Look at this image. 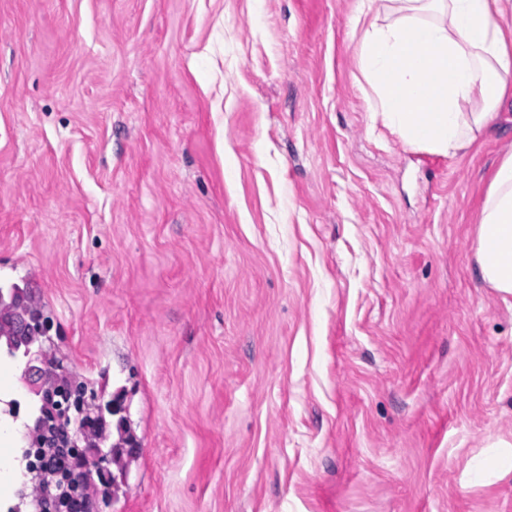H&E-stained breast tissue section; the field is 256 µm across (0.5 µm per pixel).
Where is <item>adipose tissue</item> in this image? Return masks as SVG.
<instances>
[{"label":"adipose tissue","instance_id":"adipose-tissue-1","mask_svg":"<svg viewBox=\"0 0 512 512\" xmlns=\"http://www.w3.org/2000/svg\"><path fill=\"white\" fill-rule=\"evenodd\" d=\"M385 13L360 51L372 117L413 150L457 156L512 94V12L503 0H388ZM474 260L486 284L512 297V155L482 202Z\"/></svg>","mask_w":512,"mask_h":512}]
</instances>
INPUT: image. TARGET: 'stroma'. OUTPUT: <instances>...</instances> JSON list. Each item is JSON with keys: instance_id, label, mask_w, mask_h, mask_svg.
Wrapping results in <instances>:
<instances>
[{"instance_id": "1", "label": "stroma", "mask_w": 512, "mask_h": 512, "mask_svg": "<svg viewBox=\"0 0 512 512\" xmlns=\"http://www.w3.org/2000/svg\"><path fill=\"white\" fill-rule=\"evenodd\" d=\"M354 3L0 0V286L123 401L99 512H512V99L429 166ZM475 268L504 301L512 297V154L496 167L481 206Z\"/></svg>"}]
</instances>
